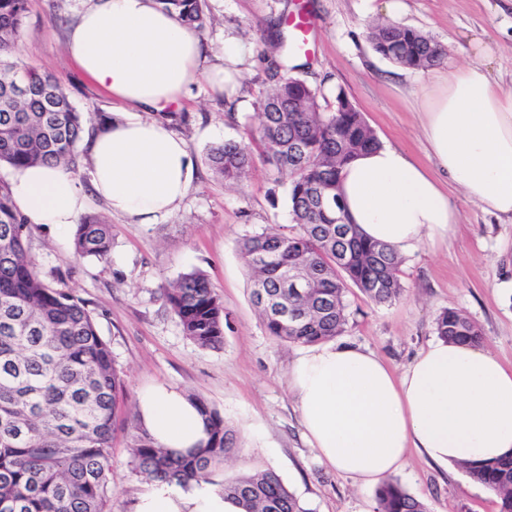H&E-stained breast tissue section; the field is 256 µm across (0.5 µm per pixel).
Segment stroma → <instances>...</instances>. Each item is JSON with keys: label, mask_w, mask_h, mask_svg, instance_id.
Returning a JSON list of instances; mask_svg holds the SVG:
<instances>
[{"label": "stroma", "mask_w": 512, "mask_h": 512, "mask_svg": "<svg viewBox=\"0 0 512 512\" xmlns=\"http://www.w3.org/2000/svg\"><path fill=\"white\" fill-rule=\"evenodd\" d=\"M311 2L317 20L306 53L309 81L319 84L322 111L333 110L345 92L374 130L391 144L426 161L420 135L418 96L435 72L473 61L470 38L489 44L492 76L512 90V0H400L387 13L386 0H205L213 22L203 33L210 57L221 56L225 38L245 50L227 107L221 89L203 83L172 130L196 159L193 187L180 207L152 224H133L92 198L86 216L112 226L107 260L76 256L73 232L32 230L31 253L46 279L62 277L63 288L86 303L100 335L112 350L131 401L164 386L204 400L223 414L238 436V449L224 464L225 476L275 470L309 512H375V487H362L321 461L304 435L288 388L297 346L269 336L250 299L247 267L239 241L291 224L287 186H274L263 160L241 187H225L206 154L251 123L265 88L263 47L269 20L288 16ZM84 0H29L14 52L29 65L58 76L73 105L84 113L113 116L120 105L76 67L65 51L67 31ZM390 19L432 37L447 51L438 68L410 69L377 53L367 39L368 23ZM448 197L460 220L447 242L424 244L405 256L403 294L378 305L358 289L348 297L349 320L341 343L382 358L402 372L436 337L434 321L458 310L477 323L484 348L512 366V221L484 213L457 187ZM202 269L224 301V343L202 348L185 336L165 306L162 289L181 274ZM126 432L112 443V512H135L152 487L131 464ZM431 512H496L490 492L462 468L444 469L410 451L392 474Z\"/></svg>", "instance_id": "1"}]
</instances>
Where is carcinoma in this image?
<instances>
[{"instance_id": "carcinoma-1", "label": "carcinoma", "mask_w": 512, "mask_h": 512, "mask_svg": "<svg viewBox=\"0 0 512 512\" xmlns=\"http://www.w3.org/2000/svg\"><path fill=\"white\" fill-rule=\"evenodd\" d=\"M190 31L209 21L205 0H156ZM28 0H0V163L13 169L56 162L76 171L78 146L100 127L79 112L55 75L14 56ZM368 40L385 58L408 68L439 63L445 50L423 32L393 23L369 28ZM280 31H269L260 52L267 89L257 103V128L209 149L208 164L229 185H240L260 155L274 186L288 184L291 231L244 238L240 251L250 277V298L275 340L310 345L341 335L348 323L346 296L356 288L376 304L398 298L403 258L351 226L336 239L343 215L337 183L358 153L380 146L347 95L320 111V87L296 74L281 54ZM24 97L9 108L17 85ZM31 225L0 183V512H112V441L126 385L85 303L57 288L37 270L30 253ZM112 248V227L96 218L77 225L75 252L102 260ZM320 269L309 288L288 287L289 274ZM183 333L203 348L224 342V302L199 269L183 273L162 291ZM448 342L479 345L481 328L454 309L435 321ZM196 408L206 439L185 453L159 446L139 422L128 448L136 473L156 482L215 483L234 450L235 432L201 400ZM466 470L495 494L498 512H512V457ZM241 512H310L271 469L218 482ZM375 512H430L398 482L376 493Z\"/></svg>"}]
</instances>
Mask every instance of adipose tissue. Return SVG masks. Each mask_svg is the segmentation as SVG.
I'll use <instances>...</instances> for the list:
<instances>
[{
    "mask_svg": "<svg viewBox=\"0 0 512 512\" xmlns=\"http://www.w3.org/2000/svg\"><path fill=\"white\" fill-rule=\"evenodd\" d=\"M475 49L476 62L449 69L420 94L433 169L382 145L340 173L347 223L399 255L454 231L452 184L485 213L512 220V92L501 90L485 64L489 47ZM66 50L127 109L84 138L89 189L63 167L31 166L14 174V204L31 225L61 229L77 224L93 194L132 223H154L179 207L195 173L187 142L154 115L181 108L200 82L223 84L228 65L242 61L240 45L225 42L222 64H213L201 40L155 0H86ZM289 378L311 447L360 486L397 470L412 448L444 467L512 453V368L482 347L434 340L397 374L372 353L321 343L298 353ZM138 410L164 448L184 452L205 437L201 416L182 393L155 388L141 396ZM135 512L239 509L206 483H158Z\"/></svg>",
    "mask_w": 512,
    "mask_h": 512,
    "instance_id": "ef3b65f1",
    "label": "adipose tissue"
}]
</instances>
